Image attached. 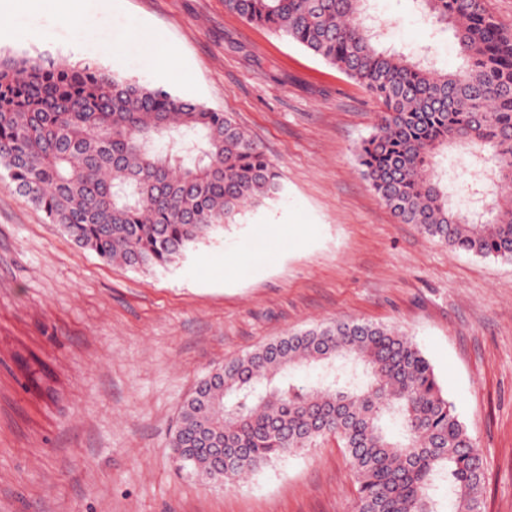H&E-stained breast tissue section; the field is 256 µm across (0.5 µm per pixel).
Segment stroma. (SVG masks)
<instances>
[{
	"label": "stroma",
	"instance_id": "1",
	"mask_svg": "<svg viewBox=\"0 0 512 512\" xmlns=\"http://www.w3.org/2000/svg\"><path fill=\"white\" fill-rule=\"evenodd\" d=\"M385 45L461 60L414 0H375ZM55 0H0V53L72 58L47 44ZM81 57L233 115L282 190L173 264L140 270L82 249L0 174V512H354L336 436L233 487L177 469L185 398L224 360L335 320L393 327L429 359L486 468L485 512H512V261L455 251L398 223L362 177L379 107L300 45L224 0H82ZM149 26L171 60L125 49ZM460 207L473 169L439 158Z\"/></svg>",
	"mask_w": 512,
	"mask_h": 512
}]
</instances>
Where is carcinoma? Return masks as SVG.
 I'll return each mask as SVG.
<instances>
[{"mask_svg": "<svg viewBox=\"0 0 512 512\" xmlns=\"http://www.w3.org/2000/svg\"><path fill=\"white\" fill-rule=\"evenodd\" d=\"M370 0H224L243 21L297 43L381 106L357 162L401 224L453 250L512 259V35L486 0H418L451 29L465 70L438 72L379 46ZM475 151L496 199H448L430 160ZM0 168L81 248L138 269L166 267L245 205L281 190L262 149L229 113L115 74L0 55ZM313 370L312 385L294 373ZM341 438L355 512H485L476 440L420 348L364 321L321 323L227 360L186 398L171 448L178 469L236 485L262 467Z\"/></svg>", "mask_w": 512, "mask_h": 512, "instance_id": "obj_1", "label": "carcinoma"}]
</instances>
